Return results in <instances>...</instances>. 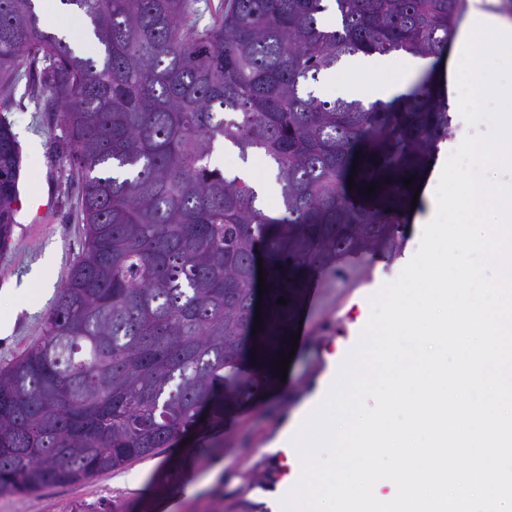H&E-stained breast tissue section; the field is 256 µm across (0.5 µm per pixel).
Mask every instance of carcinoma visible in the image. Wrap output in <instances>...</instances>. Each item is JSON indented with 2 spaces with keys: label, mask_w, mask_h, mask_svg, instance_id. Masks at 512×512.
Returning a JSON list of instances; mask_svg holds the SVG:
<instances>
[{
  "label": "carcinoma",
  "mask_w": 512,
  "mask_h": 512,
  "mask_svg": "<svg viewBox=\"0 0 512 512\" xmlns=\"http://www.w3.org/2000/svg\"><path fill=\"white\" fill-rule=\"evenodd\" d=\"M200 2L56 0L101 46L84 57L42 29L40 0H0V112L41 74L85 235L41 338L0 368V495L120 470L248 406L311 278L362 251L401 255L415 191L451 136L434 65L367 105L311 86L351 56L438 62L466 0H218L203 26ZM220 142L274 164L279 216L211 166ZM21 167L0 126V243Z\"/></svg>",
  "instance_id": "cac0c4a2"
}]
</instances>
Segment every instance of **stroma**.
<instances>
[{
  "instance_id": "obj_1",
  "label": "stroma",
  "mask_w": 512,
  "mask_h": 512,
  "mask_svg": "<svg viewBox=\"0 0 512 512\" xmlns=\"http://www.w3.org/2000/svg\"><path fill=\"white\" fill-rule=\"evenodd\" d=\"M46 98L42 80L30 87L19 85L17 103L4 115L20 143L30 191L52 197L53 207L44 223L15 224L8 245L0 246V313L13 322L11 334L0 338V367L14 362L40 338L54 290L82 250L80 185L62 165L67 152L63 132L55 113L36 111L34 105ZM211 162L252 184L270 180V194L258 204L265 211L280 212L276 169L263 154L244 161L227 143L216 148ZM406 233L404 252L396 262L389 264L368 253L336 275L314 282L298 315L302 330L287 384L280 391H266L257 404L225 416L223 426L190 434L192 455L179 456L174 449L163 448L152 458L86 484L2 495L0 512H279L275 491L290 476L289 461L298 451L276 452L272 446L286 419L316 402L321 382L337 373L356 345L370 316V297L395 280L417 252L421 229L411 224ZM49 251L56 262L47 274L52 289L45 293L25 281ZM218 462L224 465L223 481L197 490L199 479Z\"/></svg>"
}]
</instances>
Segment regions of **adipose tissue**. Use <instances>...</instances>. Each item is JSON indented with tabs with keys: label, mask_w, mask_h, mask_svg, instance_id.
Here are the masks:
<instances>
[{
	"label": "adipose tissue",
	"mask_w": 512,
	"mask_h": 512,
	"mask_svg": "<svg viewBox=\"0 0 512 512\" xmlns=\"http://www.w3.org/2000/svg\"><path fill=\"white\" fill-rule=\"evenodd\" d=\"M420 66V58L410 54L360 57L346 68L328 74L326 84L341 94L362 93L373 99L386 100L402 90Z\"/></svg>",
	"instance_id": "ef3b65f1"
}]
</instances>
